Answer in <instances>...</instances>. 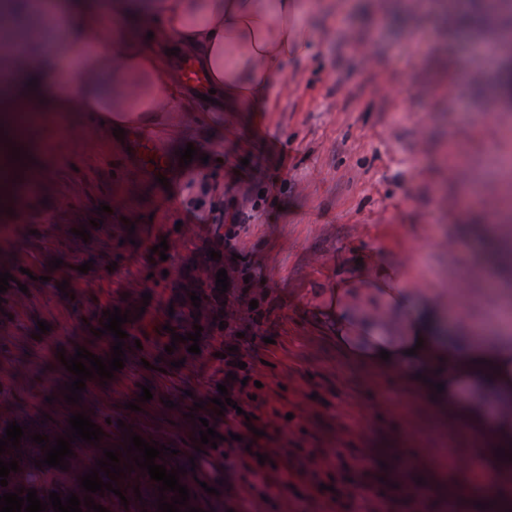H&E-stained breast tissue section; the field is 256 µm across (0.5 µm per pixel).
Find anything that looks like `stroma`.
Wrapping results in <instances>:
<instances>
[{"instance_id":"1","label":"stroma","mask_w":512,"mask_h":512,"mask_svg":"<svg viewBox=\"0 0 512 512\" xmlns=\"http://www.w3.org/2000/svg\"><path fill=\"white\" fill-rule=\"evenodd\" d=\"M307 28L309 51L286 64L262 125L243 113L210 124L201 100L186 142L157 145L170 160L167 184L113 134L97 132L86 152L52 126L36 128L47 154L28 162L44 171L40 191L15 213L0 202V272L17 280L0 303V397L13 407L0 433L14 420L54 439L82 412L104 432L83 446L94 454L116 449L131 426L174 448L169 464L194 465L184 482L211 512H336L337 492L367 486L372 512H412L406 489H431L416 451L447 447V427L422 415L423 397L400 375L348 358L300 303L323 267L356 270L377 247L388 261L422 263L431 285L467 277L472 313L488 312L481 231L512 211L491 162L512 154V53L493 60L478 49L512 30V10L491 18L471 0L443 18L336 0L335 16L315 11ZM189 142L198 155L186 164L178 153ZM96 217L103 225L89 240L76 236ZM230 231L240 259L220 260L227 292L197 287ZM162 242L164 261L151 255ZM56 258L61 266L50 268ZM87 261L93 268L81 273ZM195 295L211 315L191 354L171 335L187 334ZM116 307L128 314L123 369L105 383L88 379L80 402L66 403L74 375L61 356L81 346L110 357L113 336L93 331ZM42 320L51 326L43 334ZM232 346L246 364L237 404L263 432L264 465L216 418ZM145 383L152 400L128 410ZM206 419L222 440L199 453L192 439ZM288 466L303 478L271 492L266 474Z\"/></svg>"}]
</instances>
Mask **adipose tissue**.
Listing matches in <instances>:
<instances>
[{"mask_svg":"<svg viewBox=\"0 0 512 512\" xmlns=\"http://www.w3.org/2000/svg\"><path fill=\"white\" fill-rule=\"evenodd\" d=\"M311 10V0H0L1 34L38 18L25 51L12 58L13 83L0 93V168H21L13 148L33 147L12 122L19 113L57 122L88 149L91 118L107 131L180 140L199 118L172 48L205 74L219 110L260 122L283 65L308 50ZM464 303L462 283L428 294L409 284L406 267L374 251L361 275L325 274L308 310L348 357L403 375L428 396L429 413L485 441L476 455H453L449 474L466 478L480 464L489 477L483 496L507 512L512 463L496 451L512 447V313L476 338L460 314Z\"/></svg>","mask_w":512,"mask_h":512,"instance_id":"obj_1","label":"adipose tissue"}]
</instances>
